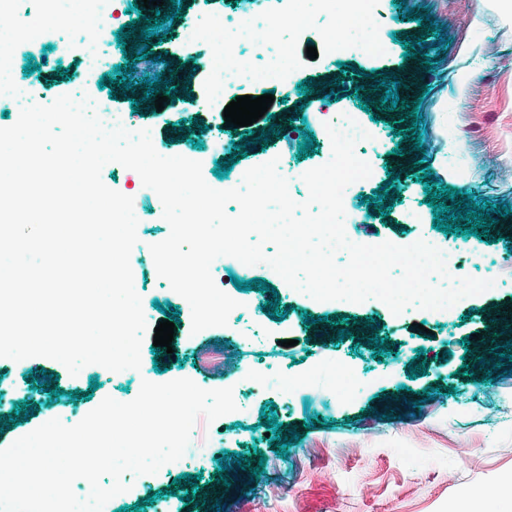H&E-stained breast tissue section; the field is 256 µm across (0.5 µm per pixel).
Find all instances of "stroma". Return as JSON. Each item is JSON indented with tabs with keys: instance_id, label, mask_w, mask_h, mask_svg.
<instances>
[{
	"instance_id": "1",
	"label": "stroma",
	"mask_w": 512,
	"mask_h": 512,
	"mask_svg": "<svg viewBox=\"0 0 512 512\" xmlns=\"http://www.w3.org/2000/svg\"><path fill=\"white\" fill-rule=\"evenodd\" d=\"M373 29L378 34L373 50L348 44L329 54L324 36L334 28L339 14L328 0H292L298 15L296 26L280 31L289 65L288 97L274 102L270 115L253 123L251 133L229 135L223 128L226 103L243 95L260 96L264 86L240 80L226 88L223 99L212 98L217 47L209 39L194 46L182 40L185 27L208 30L227 16H243L255 10L278 12L279 0H184L183 15L169 24L172 38L151 37L148 46L164 56L158 70L174 80L175 103L156 109L138 83L133 94L122 87L99 88L89 76L86 36L75 43L22 44L14 52L12 78L29 101L48 104L63 94L83 92L105 100L115 111H135L136 119L154 133L165 155L202 160L205 181H214L217 162L233 156V144L246 147L247 155L232 171L278 159V169L290 179L293 198L306 199L308 190L299 173L325 164L331 157L326 123L353 113L371 135L356 146L357 156L372 170L366 181L351 184L344 197L350 203L345 230L351 241L378 244L389 241L408 246L426 240L440 250L462 253L461 273L475 275L477 258L501 261L502 273L492 289L462 299L446 315L410 308L393 314L376 299L354 304L318 302L291 288L264 264L241 267L228 263L213 272L217 286L240 304L242 323L229 322L199 333L191 331V311L182 309L176 323L172 353L153 356L152 337L141 347V370L110 375L102 366L84 367L78 376L51 359L28 358L19 362L0 358V414L12 413L15 403H32L35 413L27 420L0 430V449L54 418L78 423L105 397L133 400L142 380L164 383L188 378L205 389L232 388L235 412L213 423L198 420L191 436L190 453L158 473L125 475L130 491L110 500L104 512L144 501L156 494L147 512H456L469 503L472 512H489L492 493L512 481V374L495 370L497 347L512 342V322L498 334L486 335L487 315L512 308V214L504 223L492 224L489 241L437 231L425 202L418 177L430 173L441 185L488 200L512 205V0H364ZM429 16L443 30V41L418 22L405 20L406 10ZM422 39L416 58H404L402 39ZM316 47L317 59H309L307 47ZM37 63L34 73L25 65ZM196 69L195 79L184 73ZM400 82L399 97L406 105L388 112L379 99L383 77ZM311 81L314 90L304 96L298 83ZM139 107H132V100ZM418 106L423 115V151H415L411 139L393 135L394 121L406 118V106ZM268 139H259V132ZM316 137L315 155L298 159V145L305 133ZM105 185L137 200L140 219L139 247L130 264L134 287L147 311L148 326L163 319L161 306L178 304L168 282L157 274L150 244L166 239L170 227L163 218L157 194H146L141 180L120 164L105 165ZM393 183L394 208L387 216L370 212L363 198L385 183ZM258 278L270 284L267 292H244L235 280ZM279 298L283 318L269 317L266 301ZM318 322L303 323V313ZM349 317L351 335L338 340L334 322ZM425 331H416V324ZM360 332L385 336L391 354L374 356L368 343H355ZM423 348L426 372L411 377L409 362L416 348ZM468 375H459L460 366ZM54 375L62 396L34 389L31 380ZM495 381H488V374ZM296 391L284 387L285 380ZM99 381L90 390V381ZM455 394H448V387ZM433 387L434 399L423 402L421 390ZM79 391L81 401L69 394ZM274 408L283 429L298 432L299 439L280 457L260 423L262 410ZM319 426H312V419ZM262 451L264 471L252 478L249 470L233 468L227 485L214 482L217 461L227 452L246 455ZM204 479L196 495L197 506L184 504L188 484L176 495L167 488L182 474Z\"/></svg>"
}]
</instances>
